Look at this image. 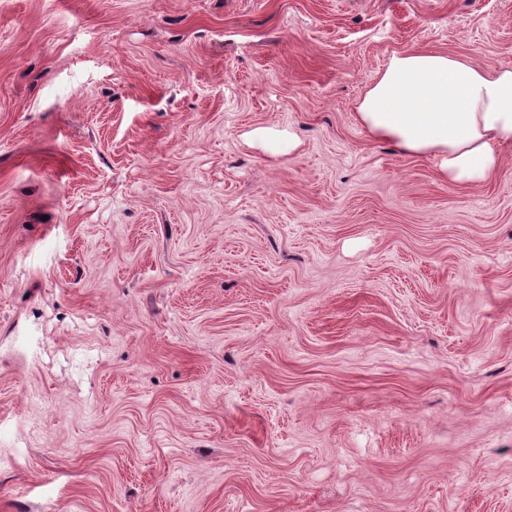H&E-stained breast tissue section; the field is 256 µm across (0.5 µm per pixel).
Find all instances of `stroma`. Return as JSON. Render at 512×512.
<instances>
[{
  "label": "stroma",
  "mask_w": 512,
  "mask_h": 512,
  "mask_svg": "<svg viewBox=\"0 0 512 512\" xmlns=\"http://www.w3.org/2000/svg\"><path fill=\"white\" fill-rule=\"evenodd\" d=\"M512 0H0V512H512V155L371 139Z\"/></svg>",
  "instance_id": "35a3bbf8"
}]
</instances>
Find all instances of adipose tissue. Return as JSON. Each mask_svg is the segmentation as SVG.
I'll return each instance as SVG.
<instances>
[{"instance_id":"1","label":"adipose tissue","mask_w":512,"mask_h":512,"mask_svg":"<svg viewBox=\"0 0 512 512\" xmlns=\"http://www.w3.org/2000/svg\"><path fill=\"white\" fill-rule=\"evenodd\" d=\"M369 137L430 156L449 185L482 184L512 151V67L459 55L393 54L356 107Z\"/></svg>"}]
</instances>
